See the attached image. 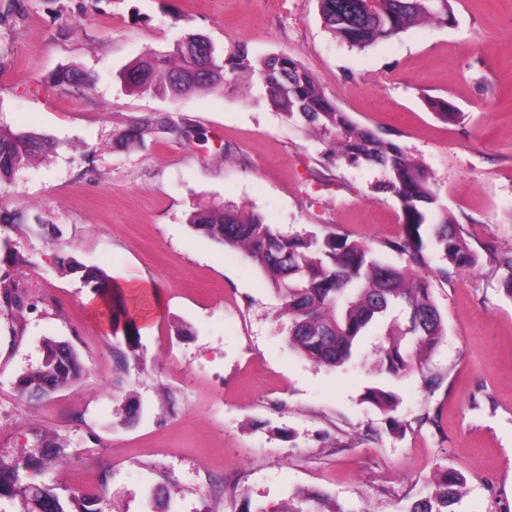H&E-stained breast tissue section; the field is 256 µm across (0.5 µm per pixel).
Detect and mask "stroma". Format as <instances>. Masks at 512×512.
Returning a JSON list of instances; mask_svg holds the SVG:
<instances>
[{"instance_id": "1", "label": "stroma", "mask_w": 512, "mask_h": 512, "mask_svg": "<svg viewBox=\"0 0 512 512\" xmlns=\"http://www.w3.org/2000/svg\"><path fill=\"white\" fill-rule=\"evenodd\" d=\"M456 22L424 23L358 51L323 25L318 0H0V127L42 138L44 151L0 185V209L25 222L0 232V289L40 304L0 309V455L60 494L107 486L112 512H281L297 491L338 512H406L437 469L464 475L456 512H512V299L490 253L512 251V0H451ZM191 33L220 51L296 58L360 125L389 134L429 173L479 256L475 272L431 281L446 333L398 379L372 364H313L290 348L281 299L257 266L187 224L203 206L262 214L286 234L336 233L386 250L407 228L398 202L374 196L382 174L332 165L324 146L250 91L140 94L119 73ZM87 74L82 95L57 73ZM461 112L438 118L428 99ZM190 118L204 136L155 128L145 146L119 140L158 115ZM16 262H7L8 254ZM157 282L164 306L117 370L80 273ZM79 354L71 386L35 404L16 383L47 340ZM442 384L428 390L426 375ZM396 396L386 415L363 398ZM141 404L124 421L129 399ZM431 423L417 425L423 414ZM61 459L30 469L40 436ZM167 485L162 498L153 492Z\"/></svg>"}]
</instances>
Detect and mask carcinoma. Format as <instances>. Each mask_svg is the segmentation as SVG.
Masks as SVG:
<instances>
[{
	"mask_svg": "<svg viewBox=\"0 0 512 512\" xmlns=\"http://www.w3.org/2000/svg\"><path fill=\"white\" fill-rule=\"evenodd\" d=\"M326 28L351 48L363 51L423 22L448 25L455 20L450 0H318ZM258 74L267 88V101L287 119H296L320 135L325 153L334 162L366 163L380 168L385 179L374 192L386 193L400 203L406 239L386 244L390 251L406 257L405 265L382 262L367 246L336 234L320 239L315 235L288 236L258 213L244 215L228 207H205L192 211L187 223L211 238L239 250L257 265L281 298L288 318L290 347L313 363L329 368L351 361L359 341L385 319H390L381 346L378 371L399 379L418 367L445 335L443 316L426 277L414 269L429 266L421 227H426L434 248L458 272L475 269L479 257L467 242L463 227L440 203L426 171L393 140L357 124L348 113L316 85L312 76L292 57L259 56L249 59L246 49L222 57L212 42L195 35L176 44L172 54L145 53L124 69L121 79L141 94L179 96L190 90H224L237 84L243 74ZM57 82L83 94L88 79L74 70L57 76ZM429 106L444 121L460 117L445 99H431ZM158 123L176 141L197 138L199 131L187 118H161ZM153 122L131 128L120 143L145 144ZM43 150V142L32 136L0 128V183L10 180L29 159ZM490 263L506 271L503 290L512 298V253L490 256ZM112 335L123 333L130 349L140 346V329L121 294L109 300ZM80 376L75 349L62 342L45 343L41 363L17 383L25 400L47 395ZM365 399L388 413L394 408L392 392L369 387ZM431 491L410 505L408 512H455L462 498L463 476L452 469L437 471ZM20 496L27 512H99L95 505L107 495L106 487L96 496L73 490L64 501L56 487L30 482L12 460L0 458V496ZM297 505L282 512H336L316 495L300 491Z\"/></svg>",
	"mask_w": 512,
	"mask_h": 512,
	"instance_id": "carcinoma-1",
	"label": "carcinoma"
}]
</instances>
